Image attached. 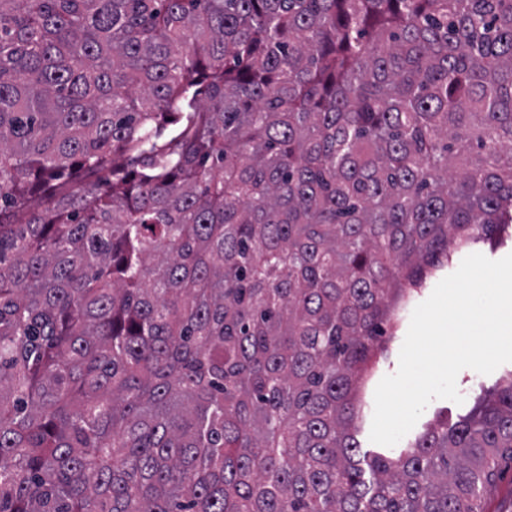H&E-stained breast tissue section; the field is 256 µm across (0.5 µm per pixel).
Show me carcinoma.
Listing matches in <instances>:
<instances>
[{
    "instance_id": "cac0c4a2",
    "label": "carcinoma",
    "mask_w": 512,
    "mask_h": 512,
    "mask_svg": "<svg viewBox=\"0 0 512 512\" xmlns=\"http://www.w3.org/2000/svg\"><path fill=\"white\" fill-rule=\"evenodd\" d=\"M511 147L512 0H0V512H484L512 373L355 423ZM473 253H482L486 257L497 260L512 254V238H506L503 241L490 246L488 243H479L475 248L468 252L456 253L453 262L448 266L446 264L440 270L430 277L424 288L411 297L410 301L404 306L403 313L399 314V328L394 336H390L387 341L388 351L385 358H382L376 368L373 376L367 382L362 394L363 414L357 422L356 437L361 446L360 456L366 452H382L395 455L401 448L406 447L409 441H413L420 436L427 428L429 423H433L440 411L448 410V419H455L459 414H466L473 406L475 397L479 395L481 389H487L494 386L499 380L512 371V362L499 366L493 373L482 375L472 369H463L457 376V388L464 396L463 404L458 405L449 400H435L424 411L414 428L395 446L387 447L373 443L369 439L372 418L374 414V393L380 380L389 374L397 371L399 365V353L406 337L410 319L413 310L421 302L425 301L432 293L435 286L446 276L457 270L461 261Z\"/></svg>"
}]
</instances>
